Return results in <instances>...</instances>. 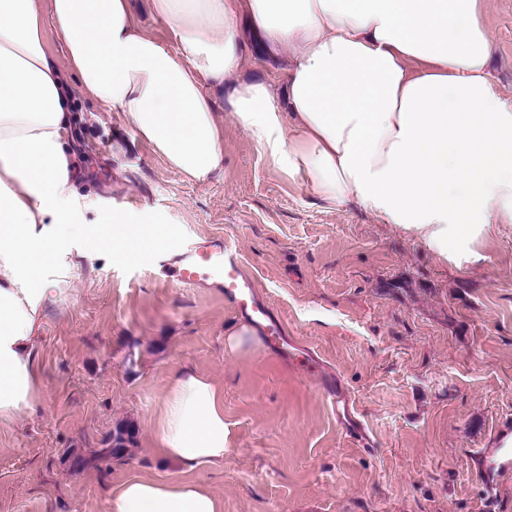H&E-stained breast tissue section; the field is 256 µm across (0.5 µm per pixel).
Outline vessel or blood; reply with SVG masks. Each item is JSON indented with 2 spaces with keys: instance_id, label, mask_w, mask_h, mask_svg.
<instances>
[{
  "instance_id": "b4317fda",
  "label": "vessel or blood",
  "mask_w": 512,
  "mask_h": 512,
  "mask_svg": "<svg viewBox=\"0 0 512 512\" xmlns=\"http://www.w3.org/2000/svg\"><path fill=\"white\" fill-rule=\"evenodd\" d=\"M162 275L176 276L185 285H196L211 280L224 290V298L237 315L249 322L266 347L276 354L298 352L297 345L288 336L284 322L274 314L269 304L257 294L256 284L245 274L236 248L224 240L200 237L183 245L173 257H160ZM302 369H318L320 387L327 397L337 423L345 433L362 447H369L372 439L367 426L361 421L354 402L344 389L337 374L317 368L309 352H299ZM512 436V424L500 427L487 448L470 452L469 468L481 486L487 501H494L506 482L512 480V448L506 440Z\"/></svg>"
}]
</instances>
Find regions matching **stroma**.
<instances>
[{
	"label": "stroma",
	"mask_w": 512,
	"mask_h": 512,
	"mask_svg": "<svg viewBox=\"0 0 512 512\" xmlns=\"http://www.w3.org/2000/svg\"><path fill=\"white\" fill-rule=\"evenodd\" d=\"M491 69L512 100V0H488ZM224 171L190 182L145 143L112 147L115 112L78 96L84 222L133 218L235 246L289 335L339 374L372 433L336 423L317 375L270 353L224 291L186 286L106 245L58 252L71 273L43 312L40 396L0 426V512H106L131 478H187L223 512H487L467 452L512 420V229L476 265L442 260L414 234L354 203L333 204L276 168L214 93ZM224 390L222 464L184 471L156 446L172 374ZM137 438L119 462L73 467L116 426Z\"/></svg>",
	"instance_id": "35a3bbf8"
}]
</instances>
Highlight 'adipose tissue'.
Returning a JSON list of instances; mask_svg holds the SVG:
<instances>
[{
	"label": "adipose tissue",
	"mask_w": 512,
	"mask_h": 512,
	"mask_svg": "<svg viewBox=\"0 0 512 512\" xmlns=\"http://www.w3.org/2000/svg\"><path fill=\"white\" fill-rule=\"evenodd\" d=\"M487 0H148L171 46L132 19L130 0H0V424L39 396L34 350L71 243L139 259L171 243L165 224L89 225L79 216L75 96L118 112L170 168L207 180L224 170L214 112L240 69V19L285 78L233 87L241 128L288 177L332 203L356 202L455 265L483 260L512 225V101L493 81ZM52 23L71 70L43 36ZM161 454L220 464L224 392L174 372L157 422ZM107 512H223L188 480L132 478Z\"/></svg>",
	"instance_id": "obj_1"
}]
</instances>
